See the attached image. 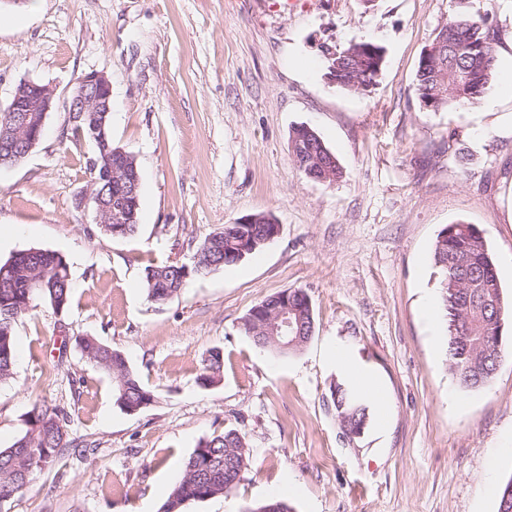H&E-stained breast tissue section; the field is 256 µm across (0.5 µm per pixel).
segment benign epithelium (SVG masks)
Returning a JSON list of instances; mask_svg holds the SVG:
<instances>
[{"mask_svg":"<svg viewBox=\"0 0 512 512\" xmlns=\"http://www.w3.org/2000/svg\"><path fill=\"white\" fill-rule=\"evenodd\" d=\"M56 104V91L38 81L20 82L9 105L0 119V169L18 165L41 140L48 114ZM69 120L89 122L91 139L99 142L102 157L88 158L92 174L87 200L96 207L99 224H126L131 212L139 204V181L136 169L130 167L131 159L122 151L114 152L107 146L105 124L112 112V85L105 73L90 71L78 77L68 102ZM104 182L112 187V203L107 216H102L95 185ZM272 336L284 340L294 333L288 308H282L272 320Z\"/></svg>","mask_w":512,"mask_h":512,"instance_id":"1","label":"benign epithelium"}]
</instances>
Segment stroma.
Here are the masks:
<instances>
[{
  "mask_svg": "<svg viewBox=\"0 0 512 512\" xmlns=\"http://www.w3.org/2000/svg\"><path fill=\"white\" fill-rule=\"evenodd\" d=\"M512 42V0H24L0 13V109L30 79L56 107L19 165L0 169V262L32 247L63 256L72 302L46 303L14 325V375L0 385V448L35 404L69 412L73 447L0 512H158L198 442L245 432L254 463L228 497L184 512H242L280 495L293 512H497L488 483L512 475V320L505 355L483 389L459 388L439 297L438 233L477 225L512 300V136L489 112L512 110L493 78L477 106L431 112L415 91L419 58L459 10ZM385 49L373 87L326 76L324 47ZM112 83V142L142 174L137 232L102 235L92 207V147L67 111L81 74ZM305 125L344 174L308 179L289 135ZM254 213L279 235L258 254L148 301L145 266L192 263L204 239ZM288 288L310 297L315 333L278 357L242 319ZM118 350L153 391L141 411L116 404L110 374L77 340ZM377 376L385 410L346 434L331 390L349 378L334 351ZM220 384L198 382L210 350Z\"/></svg>",
  "mask_w": 512,
  "mask_h": 512,
  "instance_id": "obj_1",
  "label": "stroma"
}]
</instances>
